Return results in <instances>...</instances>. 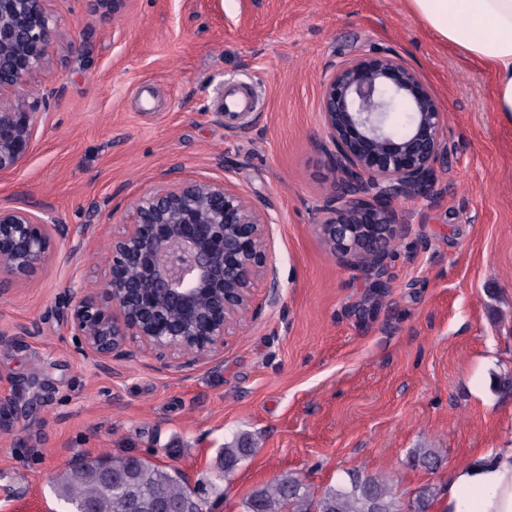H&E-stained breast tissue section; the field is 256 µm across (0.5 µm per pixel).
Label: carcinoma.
<instances>
[{
	"label": "carcinoma",
	"mask_w": 512,
	"mask_h": 512,
	"mask_svg": "<svg viewBox=\"0 0 512 512\" xmlns=\"http://www.w3.org/2000/svg\"><path fill=\"white\" fill-rule=\"evenodd\" d=\"M254 453L249 438L242 434L221 449L224 474ZM415 463L433 468L441 458L431 448L412 455ZM347 479L311 495L308 486L291 474L276 478L255 489L240 503V512H401L390 484L359 470L346 472ZM57 499L65 512H82L87 502L97 512H126L127 501L139 499L144 512L158 503L180 506L187 512H206L207 501L197 498L184 474L134 455L86 457L65 469L54 484Z\"/></svg>",
	"instance_id": "obj_1"
}]
</instances>
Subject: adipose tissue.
<instances>
[{
	"label": "adipose tissue",
	"mask_w": 512,
	"mask_h": 512,
	"mask_svg": "<svg viewBox=\"0 0 512 512\" xmlns=\"http://www.w3.org/2000/svg\"><path fill=\"white\" fill-rule=\"evenodd\" d=\"M405 5L439 40L489 69L491 109L512 119V0H405ZM438 512H512V447L459 460Z\"/></svg>",
	"instance_id": "ef3b65f1"
}]
</instances>
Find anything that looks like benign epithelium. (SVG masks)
Instances as JSON below:
<instances>
[{"label": "benign epithelium", "instance_id": "1", "mask_svg": "<svg viewBox=\"0 0 512 512\" xmlns=\"http://www.w3.org/2000/svg\"><path fill=\"white\" fill-rule=\"evenodd\" d=\"M63 37L44 0H0V174L16 170L35 136L23 90L44 69L48 47ZM320 112L336 187L318 224L339 263L382 279L385 262L411 225L398 205L429 198L443 150L445 113L405 61L364 53L337 65L323 82ZM269 214L220 180L164 179L130 205L112 234L105 280L71 299L63 320L81 351L99 365L136 344L156 360L190 356L216 362L230 328L254 312L255 290L279 296ZM64 224L0 205V295L53 258Z\"/></svg>", "mask_w": 512, "mask_h": 512}]
</instances>
